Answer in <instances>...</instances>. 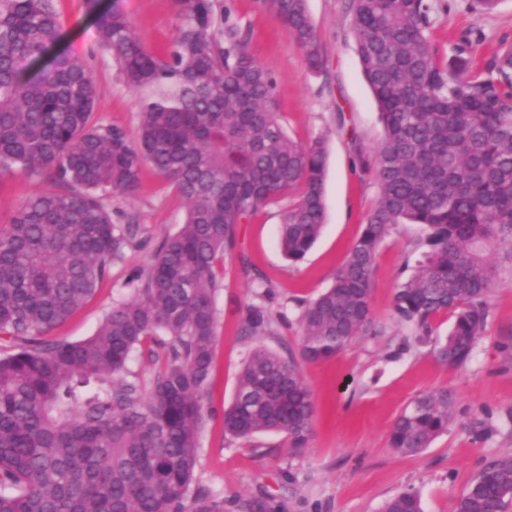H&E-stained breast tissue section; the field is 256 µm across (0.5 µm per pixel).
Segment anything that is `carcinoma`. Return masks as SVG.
Returning a JSON list of instances; mask_svg holds the SVG:
<instances>
[{"instance_id":"obj_1","label":"carcinoma","mask_w":512,"mask_h":512,"mask_svg":"<svg viewBox=\"0 0 512 512\" xmlns=\"http://www.w3.org/2000/svg\"><path fill=\"white\" fill-rule=\"evenodd\" d=\"M176 32L148 48L117 11L97 12L100 46L139 95L135 135L93 121L98 88L82 57L52 52L61 32L52 0H0V177L42 176L52 188L21 204L0 232V512H224V499L194 485L204 396L214 362L219 269L236 227L287 192L280 245L304 260L325 223L327 137L292 138L276 112L272 73L249 53L221 0H178ZM323 66L307 0H262ZM429 0H351V33L379 108L383 137L369 153L353 144L380 189L333 285L305 308L300 356H336L379 336L372 318L374 262L397 224H421L427 250L397 286L394 310L420 335L448 313L436 360L462 366L485 332L496 268L487 252L512 247V44L483 71L470 42L443 57L433 44ZM186 204L149 266L133 273L134 296L90 337L49 336L94 293L110 266L144 244L135 216L103 195H132L144 167ZM273 319L248 307L245 332ZM146 346L159 363L150 390L128 363ZM446 389L414 398L395 418L390 445L402 454L448 431ZM316 414L297 362L252 348L238 374L224 435L262 432L306 447ZM512 456L480 469L456 512H508ZM382 512H423L404 490Z\"/></svg>"}]
</instances>
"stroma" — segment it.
Returning a JSON list of instances; mask_svg holds the SVG:
<instances>
[{
  "mask_svg": "<svg viewBox=\"0 0 512 512\" xmlns=\"http://www.w3.org/2000/svg\"><path fill=\"white\" fill-rule=\"evenodd\" d=\"M431 3V37L441 55H452L466 39L483 64L503 44L512 43V0H500L491 12L476 9L472 0ZM53 4L62 20L59 50L85 58L98 87L95 121L134 132L138 100L101 49L95 15L84 9L82 0ZM224 4L250 53L272 72L289 133L304 142L328 138L326 223L305 260L296 265L279 247L282 213L294 203L293 195L238 225L236 248L224 258L223 286L216 298L215 367L204 398L195 482L223 497L224 512H242V503L257 497L282 505L283 512H380L387 499L408 488L419 493L424 512H455L471 477L493 460L512 455V250L506 248L488 252L497 278L487 298L485 333L470 361L449 367L434 358L427 337L417 335L395 313V289L426 236L421 225H397L378 251L373 275L372 316L384 335L358 338L335 357L300 364L316 404L307 447L291 450L282 434H260L234 444L224 437V410L234 397L248 350L262 345L286 357L299 355L306 304L331 285L379 197L374 177L356 167L351 142L357 139L371 148L383 134L355 52L349 0L307 2L324 59L318 72L307 69L293 37L260 0ZM99 9L127 16L153 49L170 41L178 23L177 0H99ZM46 187L39 177L0 179V231L8 229L27 197ZM111 205L138 215L146 244L112 265L93 296L55 329L57 338L91 336L113 304L130 298V276L148 265L162 238L179 228L186 210L183 199L150 168L133 195L113 196ZM243 256L265 277L268 298H258L242 275ZM258 302L273 313L275 332L244 335L246 309ZM439 389L456 399L447 433L415 455L391 448L396 416L416 396Z\"/></svg>",
  "mask_w": 512,
  "mask_h": 512,
  "instance_id": "35a3bbf8",
  "label": "stroma"
}]
</instances>
